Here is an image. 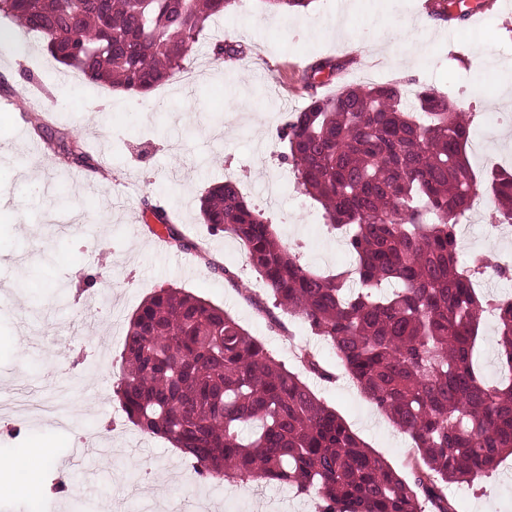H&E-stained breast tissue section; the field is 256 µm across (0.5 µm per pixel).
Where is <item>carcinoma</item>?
Segmentation results:
<instances>
[{
    "instance_id": "1",
    "label": "carcinoma",
    "mask_w": 512,
    "mask_h": 512,
    "mask_svg": "<svg viewBox=\"0 0 512 512\" xmlns=\"http://www.w3.org/2000/svg\"><path fill=\"white\" fill-rule=\"evenodd\" d=\"M238 0H0V15L35 33L48 53L86 80L147 94L197 50L199 36ZM292 14L313 0H260ZM464 0H438L431 14ZM243 50L218 43L213 60ZM341 65L318 60L306 87ZM35 134L67 164L95 169L81 143L40 117ZM470 123L435 89L406 82L349 84L310 95L281 129L303 193L341 235L352 268L324 275L306 268L236 181L200 197L204 223L237 239L275 307L309 325L372 404L414 443L406 478L365 445L298 374L226 311L187 292L162 288L132 314L115 394L140 430L179 449L202 478L223 475L315 490L318 512H457L439 484L472 485L512 455V295L487 299L479 270L512 278L482 254H458L457 226L475 177L466 145ZM500 223L512 224V171L485 178ZM182 250L198 245L162 209L145 204ZM497 324L500 376L476 366L484 315ZM311 374H330L310 352Z\"/></svg>"
}]
</instances>
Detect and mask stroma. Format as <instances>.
Segmentation results:
<instances>
[{
	"label": "stroma",
	"mask_w": 512,
	"mask_h": 512,
	"mask_svg": "<svg viewBox=\"0 0 512 512\" xmlns=\"http://www.w3.org/2000/svg\"><path fill=\"white\" fill-rule=\"evenodd\" d=\"M475 12L436 30L426 0H312L302 12L277 15L260 0H240L214 21L196 55L190 81L174 77L149 95L108 90L63 65L31 34L0 47V391L38 403H62L63 417L41 415L16 428L0 425V457L26 463L34 440L50 455L30 473L31 493L0 489V512H38L55 496L57 512H316V493L275 482L202 479L164 439L125 417L114 393L127 323L161 288H178L224 308L286 366L301 372L318 398L392 466L405 470L412 441L346 377L323 337L280 314L272 326L258 313L269 292L239 241L212 233L199 211L210 184L235 178L246 199L275 224L287 247L312 270L343 271L351 257L326 225L321 205L296 186L278 138L287 113L310 93L340 86L413 79L456 101L471 123L467 158L477 180L512 166V126L490 127L493 111L512 113V0H466ZM404 31L384 42L378 28ZM241 45L243 55L217 63L214 42ZM329 58L343 68L332 83L306 89L304 67ZM489 92L476 94L481 81ZM49 111L56 130L78 138L99 173L63 163L33 138L26 103ZM178 219L179 231L203 245L212 264L158 242L142 221L145 204ZM460 258L512 257V234L489 237L484 224L462 227ZM221 272H214V265ZM236 279L228 281L224 271ZM29 274L31 286L16 289ZM329 372L302 373L299 350ZM68 478L78 494L53 491ZM445 494L460 512H512V456L474 485Z\"/></svg>",
	"instance_id": "1"
}]
</instances>
